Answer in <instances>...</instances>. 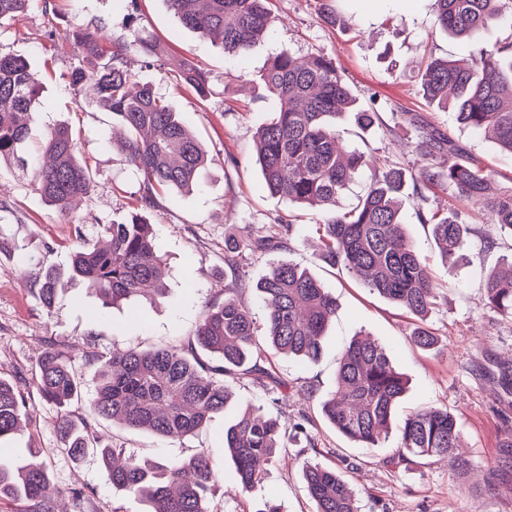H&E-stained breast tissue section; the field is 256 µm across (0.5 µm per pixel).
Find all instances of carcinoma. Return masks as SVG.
I'll list each match as a JSON object with an SVG mask.
<instances>
[{
  "label": "carcinoma",
  "instance_id": "obj_1",
  "mask_svg": "<svg viewBox=\"0 0 512 512\" xmlns=\"http://www.w3.org/2000/svg\"><path fill=\"white\" fill-rule=\"evenodd\" d=\"M182 24L202 36L217 35L224 52L244 55L267 32V0H166ZM30 0H0V25L24 14ZM440 27L467 39L494 24L512 26V0H434ZM71 41L93 68L79 64L67 74L77 93L90 84L100 102L112 112L121 131L120 147L126 162L143 176L141 209L155 205V191L186 189L196 183L207 155L197 137L152 86L141 84L127 67L130 43L112 41L105 48L80 27ZM176 79L198 96L207 95V73L185 68ZM273 104L269 119L256 131L258 163L265 186L292 202L323 209L317 232L320 257L340 266L370 290L422 319L435 297L428 267L413 244L406 242L400 218L407 188L404 168L392 165L375 170L366 193L351 210L336 209L338 196L367 166L364 153L350 150L338 132L346 113L371 127L379 119L372 108L358 106L335 61L323 55L302 59L281 49L259 75ZM426 97L452 105L457 124L475 134L490 135L512 155V38L493 45L465 66L448 59L431 61L422 74ZM42 83L30 63L0 54V163L30 174L44 201L61 210L76 197L92 193L88 165L79 158L72 128H50L39 154L25 151L33 135ZM417 145L424 161L412 178L413 194L443 189L482 205L490 213L485 237L512 236V188L493 193L488 172L480 161L452 140L424 126L417 127ZM431 225L433 237L453 275L459 251L475 232L454 209L419 212ZM105 248L80 245L74 249L68 274L84 281L107 307L129 301L144 286L164 295L168 275L151 225L139 214L124 223L106 226ZM61 272L48 268L37 281L38 297L50 309L58 298ZM265 304L264 332L250 309L224 289V302L205 306L194 338L187 346H159L148 350L117 349L101 362L89 412L75 416L69 407L81 404V384L63 352L53 348L38 359L37 387L43 399L60 409L57 425L63 451L80 460L98 454L112 486L144 497L149 512H211L207 494L220 463L205 450L172 462L146 464L123 447L98 435L97 420H112L130 430L165 437H189L214 415L229 407L227 379L250 378L277 393L288 387L272 370L260 365L266 353L288 354L307 367L322 354V338L336 311V300L299 264L278 260L257 286ZM485 305L512 317V279L491 274L485 283ZM414 341L424 349L435 345L428 327L419 325ZM208 353L204 360L199 351ZM406 382L386 351L377 343L356 340L342 352L332 393L320 400L324 418L347 439L367 448L378 445L392 424L397 401ZM24 396L0 378V440L18 431ZM400 441L388 463L410 467L416 459L443 456L462 469L467 462L454 454L460 430L446 408H416L399 426ZM285 432L278 420L251 408L238 412L224 427V453L237 474V489L251 492L261 481L264 466L284 447ZM302 479L316 512H359L344 472L308 463ZM48 471L42 466L0 463V502L24 499L30 512H57L46 495Z\"/></svg>",
  "mask_w": 512,
  "mask_h": 512
}]
</instances>
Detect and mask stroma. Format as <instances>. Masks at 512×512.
I'll list each match as a JSON object with an SVG mask.
<instances>
[{"instance_id": "35a3bbf8", "label": "stroma", "mask_w": 512, "mask_h": 512, "mask_svg": "<svg viewBox=\"0 0 512 512\" xmlns=\"http://www.w3.org/2000/svg\"><path fill=\"white\" fill-rule=\"evenodd\" d=\"M335 8L338 21L331 27L319 19L316 0H272L269 34L239 58L225 55L220 40L185 28L165 0H139L134 13L127 0H32L23 15L0 27V53L26 57L43 82L36 133L61 122L71 125L94 185L90 199L60 210L47 205L27 177L10 165L0 166V378L23 392L31 412L18 435L0 441V459L38 449L51 495L80 487L90 496L85 512L147 509L142 497L112 487L97 455L75 462L62 453L57 411L36 386L39 356L49 348L64 352L84 393H93L100 356L116 347L147 350L186 343L205 305L223 302L225 288L239 286L241 300L255 319H262L256 285L272 261L287 259L309 269L336 300L317 365L273 356L272 366L287 380V389L272 394L249 379L231 381L228 414L216 415L193 437H162L109 421L101 423L100 432L143 460L173 461L203 448L222 461L229 413L258 407L278 418L289 429L287 448L267 466L260 487L245 496L231 495L235 472L225 465L211 491V512H256L266 500L280 512H315L301 475L307 461L345 471L360 512H512V393L499 384L501 367L512 368V317L484 305L485 279L512 260V239L487 240L481 205L452 193L403 199L406 238L428 260L438 285L426 323L439 344L420 348L412 336L413 316L343 268L319 260L315 226L320 208L266 190L255 133L268 117V103L254 83L281 48L300 57H330L360 102L381 114L380 123L367 130L348 118L339 124L344 143L364 151L372 169L398 164L418 170L422 160L414 149V126L421 123L481 160L494 187H510L512 155L491 137L458 126L451 111L428 103L421 73L433 59L478 57L512 32L493 26L470 40L454 39L439 27L433 0H417L410 8L337 0ZM75 26L108 41L131 42L130 70L195 132L208 163L200 188L165 191L144 212L169 266L164 297L146 293L106 307L84 282L64 277L60 301L48 311L37 295V274L50 265L66 270L76 240L101 241L104 226L128 220L142 194L141 176L112 144L111 112L93 90L74 95L64 79L78 63L69 38ZM151 38L167 49L161 60H147L135 45ZM183 63L209 74L206 98L170 80V71ZM435 206L470 213L477 229L452 278L441 265L430 226L419 220L420 211ZM270 234L280 238L283 249H247L248 240ZM235 245L243 252L231 268L224 252ZM367 337L385 349L407 381L393 412L395 426L375 448L340 435L319 410L320 398L335 386L341 352L352 340ZM415 407L445 408L456 417L462 431L457 453L468 468L452 469L440 457L418 459L406 470L387 467L399 438L397 425ZM299 422L306 434L295 431Z\"/></svg>"}]
</instances>
